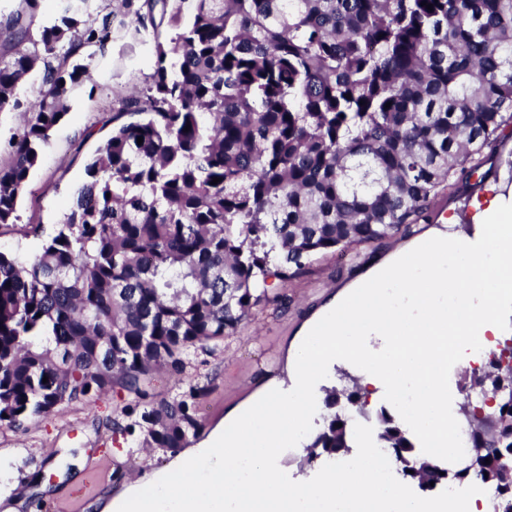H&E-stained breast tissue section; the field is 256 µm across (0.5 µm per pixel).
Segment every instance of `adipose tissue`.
Listing matches in <instances>:
<instances>
[{
	"label": "adipose tissue",
	"mask_w": 512,
	"mask_h": 512,
	"mask_svg": "<svg viewBox=\"0 0 512 512\" xmlns=\"http://www.w3.org/2000/svg\"><path fill=\"white\" fill-rule=\"evenodd\" d=\"M340 290L301 326L291 381L270 400L231 408L204 448L178 452L160 480L136 483L123 512H430L400 482L324 461L294 474L279 458L323 421L322 388L344 367L396 408L419 446L453 447L461 420L448 368L481 362L512 335V183L464 224L449 218ZM415 397L400 401L405 384Z\"/></svg>",
	"instance_id": "ef3b65f1"
}]
</instances>
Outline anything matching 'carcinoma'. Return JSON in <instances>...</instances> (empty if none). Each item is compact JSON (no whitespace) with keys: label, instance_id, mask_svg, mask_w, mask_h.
I'll list each match as a JSON object with an SVG mask.
<instances>
[{"label":"carcinoma","instance_id":"cac0c4a2","mask_svg":"<svg viewBox=\"0 0 512 512\" xmlns=\"http://www.w3.org/2000/svg\"><path fill=\"white\" fill-rule=\"evenodd\" d=\"M23 2L0 24V112L40 63L43 87L0 165V224L112 39L152 41L155 61L145 86L112 92L132 120L87 162L57 233L0 252V425L16 431L113 392L139 447H185L198 389L156 401L157 373L276 301L272 281L413 223L512 123V0H114L100 19L63 0L36 38L40 0ZM486 381L512 403V367ZM377 440L414 451L386 414ZM351 441L334 416L311 447ZM468 443L457 478L505 485L512 512V478L485 463L512 448V413Z\"/></svg>","mask_w":512,"mask_h":512}]
</instances>
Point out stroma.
<instances>
[{
    "mask_svg": "<svg viewBox=\"0 0 512 512\" xmlns=\"http://www.w3.org/2000/svg\"><path fill=\"white\" fill-rule=\"evenodd\" d=\"M151 45L128 50L114 39L111 55L92 71L94 94H80L52 130L38 166L17 206L19 218L0 224V252L31 255L55 234L77 189L85 180V164L112 131V89L143 85L153 71ZM42 72L34 70L19 85V109L0 112V163L9 160L10 142L20 135L34 102ZM512 170V124L503 126L493 147L484 149L477 171L457 172L430 199L416 223L403 226L399 239L360 244L345 252L318 256L308 267L274 290L275 302L253 308L249 319L223 342L209 345L188 361L182 374L156 375L155 399H168L199 386L196 409L202 424L190 446H197L224 419L227 409L283 376L286 352L300 326L330 295L354 282L393 251L397 240L416 241L442 217L470 219L477 197H488L490 185ZM125 400L75 403L59 413L35 418L26 433L0 426V453L12 458L11 491L0 493V512H64L77 500L78 512H100L143 474H164L166 450L131 453L132 439L112 431L122 420Z\"/></svg>",
    "mask_w": 512,
    "mask_h": 512,
    "instance_id": "35a3bbf8",
    "label": "stroma"
}]
</instances>
